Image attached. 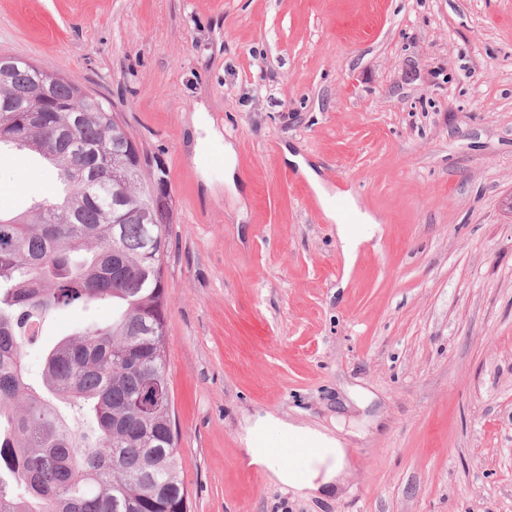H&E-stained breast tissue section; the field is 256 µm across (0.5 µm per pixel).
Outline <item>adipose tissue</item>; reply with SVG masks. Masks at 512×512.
I'll use <instances>...</instances> for the list:
<instances>
[{
    "mask_svg": "<svg viewBox=\"0 0 512 512\" xmlns=\"http://www.w3.org/2000/svg\"><path fill=\"white\" fill-rule=\"evenodd\" d=\"M285 159L298 166L315 190L323 204L326 219L336 224V237L347 261H354L362 240L352 235L348 225L338 222L336 211L319 174L302 157L293 153H286ZM266 424V419L261 418L247 425L245 453L251 462L267 468L272 481L286 485L303 496L327 493L343 484L348 474V463L346 450L339 438L318 428L285 423L284 428L288 434L307 445L312 460L316 462L315 468L309 469L306 476L301 478L290 464L275 459L270 450L257 440V430L265 428Z\"/></svg>",
    "mask_w": 512,
    "mask_h": 512,
    "instance_id": "ef3b65f1",
    "label": "adipose tissue"
}]
</instances>
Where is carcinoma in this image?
<instances>
[{"label":"carcinoma","mask_w":512,"mask_h":512,"mask_svg":"<svg viewBox=\"0 0 512 512\" xmlns=\"http://www.w3.org/2000/svg\"><path fill=\"white\" fill-rule=\"evenodd\" d=\"M0 57V146L47 161L63 185L30 218L0 217V512H184L167 370L163 264L173 200L149 222L141 201L163 164L72 79L53 95L79 113L21 112L41 97L36 66ZM128 193L123 220L112 199ZM112 306L24 364L61 310Z\"/></svg>","instance_id":"carcinoma-1"}]
</instances>
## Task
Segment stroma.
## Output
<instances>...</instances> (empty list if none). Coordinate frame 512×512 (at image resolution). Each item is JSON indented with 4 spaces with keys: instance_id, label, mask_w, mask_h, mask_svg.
I'll return each mask as SVG.
<instances>
[{
    "instance_id": "1",
    "label": "stroma",
    "mask_w": 512,
    "mask_h": 512,
    "mask_svg": "<svg viewBox=\"0 0 512 512\" xmlns=\"http://www.w3.org/2000/svg\"><path fill=\"white\" fill-rule=\"evenodd\" d=\"M0 55L106 100L167 171L188 512H512V0H0ZM199 112L237 190L194 161ZM287 150L381 219L353 266ZM55 190L0 155V215ZM111 320L58 314L26 366ZM267 415L344 439L343 492L253 474Z\"/></svg>"
}]
</instances>
